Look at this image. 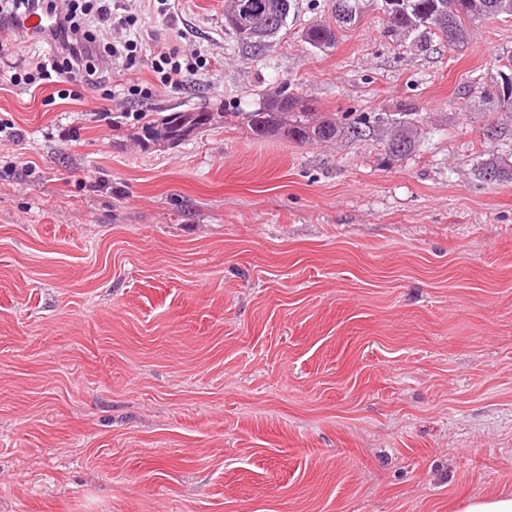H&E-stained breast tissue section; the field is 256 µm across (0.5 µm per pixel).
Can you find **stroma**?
<instances>
[{
  "mask_svg": "<svg viewBox=\"0 0 512 512\" xmlns=\"http://www.w3.org/2000/svg\"><path fill=\"white\" fill-rule=\"evenodd\" d=\"M297 0L251 54L224 0L139 17L107 86L0 81V512H460L512 493V17L448 50L379 0L318 50ZM204 70L161 85L155 42ZM146 99L115 111L128 80ZM282 86L363 137L241 113ZM223 122L173 146L175 111ZM418 142L389 153L396 122ZM495 122L500 135L483 131ZM204 112L203 118H209V121H213L214 117L218 116V113L222 112H215V110L210 109L209 107L201 108L198 111H178V112H171L167 115L163 116L159 121L154 123H149L145 126L143 130V137L147 139V137L150 140H153L150 137V134L153 132L154 128L158 126H162L165 128L167 133L170 135V142L173 143V145L179 143L180 141L186 139L191 134H193V131L198 128L201 124L202 115L201 113ZM147 136V137H146ZM510 156V157H508ZM510 158H512V155L509 153L504 158L496 157L493 158L490 162L486 163L481 171L479 172V175L488 182H496L500 181L502 178L506 176H512V162L510 161ZM491 174L494 176V179H488L487 175Z\"/></svg>",
  "mask_w": 512,
  "mask_h": 512,
  "instance_id": "35a3bbf8",
  "label": "stroma"
}]
</instances>
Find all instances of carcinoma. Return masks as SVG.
Wrapping results in <instances>:
<instances>
[{"label":"carcinoma","instance_id":"cac0c4a2","mask_svg":"<svg viewBox=\"0 0 512 512\" xmlns=\"http://www.w3.org/2000/svg\"><path fill=\"white\" fill-rule=\"evenodd\" d=\"M257 5L249 23L267 32V38L277 36L287 26L288 15L295 6V0H252ZM499 0H404V9L384 12L388 32L407 33L426 30L437 35L452 48L467 39L471 26L503 13L496 7ZM363 0H332L331 17L334 21L320 20L305 31L307 44L315 49H329L335 46L337 34L333 27L342 28L356 23L362 17ZM263 102L252 112H242V123L258 137L288 136V140L306 143L314 140H332L343 133L353 136L362 134L361 126L366 121L358 120L341 125L336 119L317 116L309 104L299 96L281 87L263 93ZM202 115L195 111L170 112L159 121L149 123L143 136H150L154 128L162 126L170 135V142L177 144L186 139L201 124ZM414 147L412 129L406 123H399L388 142V149L395 155H404ZM493 175L499 181L512 176V158L496 157L486 163L479 175L487 179Z\"/></svg>","mask_w":512,"mask_h":512}]
</instances>
